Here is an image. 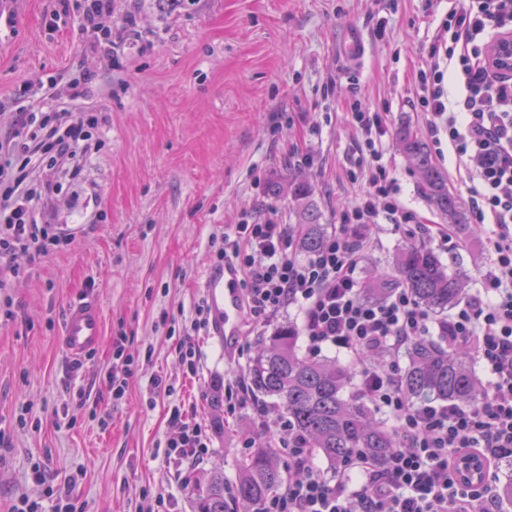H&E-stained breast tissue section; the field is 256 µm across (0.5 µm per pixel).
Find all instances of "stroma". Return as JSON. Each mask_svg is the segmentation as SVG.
<instances>
[{"instance_id":"1","label":"stroma","mask_w":512,"mask_h":512,"mask_svg":"<svg viewBox=\"0 0 512 512\" xmlns=\"http://www.w3.org/2000/svg\"><path fill=\"white\" fill-rule=\"evenodd\" d=\"M53 6L0 0L12 17L0 28V140L20 106L57 110L59 100L31 88L51 75L81 82L73 108L96 114L99 127L79 174L59 175L53 221L72 243L27 266L0 300V512L23 494L50 507L47 486L71 478L77 512H195L206 473L223 468L235 484L239 460L268 440L250 400L216 427L214 395L274 326L244 327L229 357L219 337L201 333L198 373L182 361L214 245L250 211L297 226L287 187L302 179L330 230L355 194L345 170L357 135L342 118L353 85L364 110L388 115L386 158L402 202L424 223H447L396 140L405 125L425 131L410 87L449 2L392 0L381 12L374 0H114L110 54L84 52L76 22L49 29ZM352 31L366 47L355 67L346 60ZM295 146L310 149L313 164H298ZM483 238L465 222L441 253L466 271L469 295L486 262ZM406 243L384 226L361 280L388 272ZM84 297L101 305L103 344L75 360L60 340L68 305ZM118 336L134 373L116 400L107 378ZM157 375L170 396L152 392ZM176 406L208 435L191 464L166 452Z\"/></svg>"}]
</instances>
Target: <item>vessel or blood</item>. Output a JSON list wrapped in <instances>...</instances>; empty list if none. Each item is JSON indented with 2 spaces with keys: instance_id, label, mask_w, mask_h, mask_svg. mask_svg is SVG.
Segmentation results:
<instances>
[{
  "instance_id": "vessel-or-blood-1",
  "label": "vessel or blood",
  "mask_w": 512,
  "mask_h": 512,
  "mask_svg": "<svg viewBox=\"0 0 512 512\" xmlns=\"http://www.w3.org/2000/svg\"><path fill=\"white\" fill-rule=\"evenodd\" d=\"M241 274L235 267H211L203 286L210 304L211 326L220 336L225 352H232L242 334L244 309L240 288ZM103 340L101 309L97 301L70 304L66 312L62 344L68 356L77 358L98 349Z\"/></svg>"
}]
</instances>
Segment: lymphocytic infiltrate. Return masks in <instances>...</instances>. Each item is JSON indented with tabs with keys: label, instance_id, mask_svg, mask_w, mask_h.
I'll return each instance as SVG.
<instances>
[{
	"label": "lymphocytic infiltrate",
	"instance_id": "lymphocytic-infiltrate-1",
	"mask_svg": "<svg viewBox=\"0 0 512 512\" xmlns=\"http://www.w3.org/2000/svg\"><path fill=\"white\" fill-rule=\"evenodd\" d=\"M111 14L112 0H84L78 28L93 35L96 46H110L105 21ZM509 32L512 0H456L414 82L427 133L434 147L453 150L474 221L485 230L481 287L440 333L448 349L466 350L487 373L479 406L406 398L400 360L409 343L430 335L434 318L407 289L382 301L361 293L357 270L382 225L444 246L455 240L453 225L422 223L402 204L385 158L383 113L350 100L345 118L359 138L346 177L359 191L342 206L319 250L299 256L286 225L254 213L225 232L216 258L240 271L252 322L268 324L297 307L308 352H344L360 370L359 392L394 421L403 443L384 467L362 456L328 471L315 465L312 448L284 413L258 410L260 425L288 458V476L266 512H503L494 482L497 464L512 459V74L499 73L489 57ZM449 74L458 86L453 97L444 87ZM98 124L83 112H22L0 141V289L21 275L19 257L33 261L70 245L65 229L48 223L46 208L62 191L56 172L76 165ZM171 421L176 433L166 443L169 453L190 460L205 452L200 425L185 422L177 407ZM466 454L486 464L478 483L458 477Z\"/></svg>",
	"mask_w": 512,
	"mask_h": 512
}]
</instances>
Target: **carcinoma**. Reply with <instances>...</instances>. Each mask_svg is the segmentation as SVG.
<instances>
[{"instance_id": "cac0c4a2", "label": "carcinoma", "mask_w": 512, "mask_h": 512, "mask_svg": "<svg viewBox=\"0 0 512 512\" xmlns=\"http://www.w3.org/2000/svg\"><path fill=\"white\" fill-rule=\"evenodd\" d=\"M398 146L421 178L427 199L454 224L461 223L460 205L448 192V179L433 162L427 143L411 128L398 132ZM299 223L306 225L301 248L314 252L323 236L319 215L311 203L306 182L290 187ZM466 276L449 269L434 250L415 243L397 253L391 271L366 284V295L382 300L397 288H407L415 299L436 313H445L463 295ZM355 366L334 358L314 359L299 353L298 335L284 327L255 350L247 368L248 390L257 402L273 400L285 412L298 435L313 452L337 467L361 454L383 466L402 444L393 426L378 420L368 401L352 388ZM403 392L415 401L433 400L479 405L486 389L476 379L471 355L451 352L427 336L406 351L400 374ZM497 493L512 504V459L499 465ZM284 480L280 450L271 443L254 448L240 460L234 497L224 495V473L213 471L197 495V512H265Z\"/></svg>"}]
</instances>
